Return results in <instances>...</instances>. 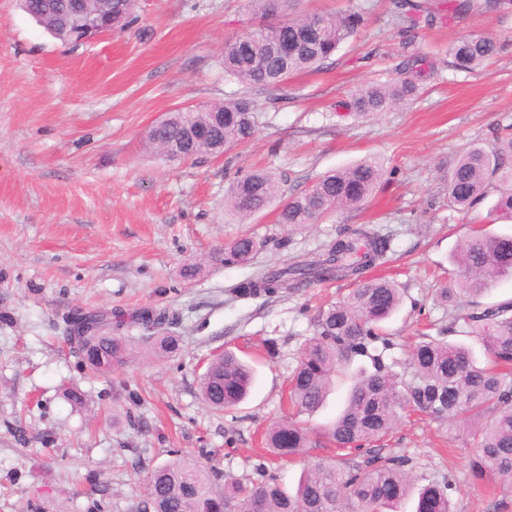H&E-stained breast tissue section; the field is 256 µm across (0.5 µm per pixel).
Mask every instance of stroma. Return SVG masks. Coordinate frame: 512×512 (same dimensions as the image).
Returning a JSON list of instances; mask_svg holds the SVG:
<instances>
[{
	"label": "stroma",
	"instance_id": "1",
	"mask_svg": "<svg viewBox=\"0 0 512 512\" xmlns=\"http://www.w3.org/2000/svg\"><path fill=\"white\" fill-rule=\"evenodd\" d=\"M302 10H363L357 35L316 70L255 88L225 79L224 44L257 25L248 0H138L135 23L71 47L21 7L0 0V512H140L152 470L188 456L219 480L278 477L295 491L307 466L337 456L312 446L271 459L267 428L289 415V379L319 307L354 287L333 280L274 296L233 288L266 268L307 260L363 227L389 244L367 277L402 293L373 343L399 381L421 335L482 346L452 324L436 290L457 272L451 256L474 229L512 234L489 212L497 193L466 211L449 207L445 179L472 146L512 133V8L481 0L460 21L408 31L389 0H302ZM492 35L502 48L482 68L453 64L459 38ZM436 62L408 105L369 118L346 104L358 88L396 77L407 54ZM255 104V137L224 155L169 160L145 144L148 126L175 110L239 97ZM373 156L384 177L361 207L318 223L278 221L290 197L327 171ZM273 171L281 194L246 220L225 217L235 176ZM261 242L247 264L227 266L225 243ZM199 263L195 278L184 267ZM166 312L179 352L156 360L132 318ZM110 316L139 337L133 362L92 374L61 338L64 316ZM234 351L256 368L249 398L209 409L200 376L212 355ZM86 396L72 405L64 390ZM408 458L415 486L451 483L453 512H512V487L479 485L466 431L408 407L380 442Z\"/></svg>",
	"mask_w": 512,
	"mask_h": 512
}]
</instances>
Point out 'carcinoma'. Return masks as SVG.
<instances>
[{"label": "carcinoma", "instance_id": "cac0c4a2", "mask_svg": "<svg viewBox=\"0 0 512 512\" xmlns=\"http://www.w3.org/2000/svg\"><path fill=\"white\" fill-rule=\"evenodd\" d=\"M395 16L416 29L421 23L460 19L473 7L471 0H390ZM299 0H250L254 14L278 13L287 25L254 28L247 39L236 37L224 45V76L253 87L282 85L296 72L328 60L353 37L364 23L359 11L303 13ZM496 39L475 35L453 46L455 67L473 71L497 54ZM426 59L412 54L398 78L360 88L348 104L358 116L390 111L417 93L416 79L425 72ZM202 128L206 138L192 143L188 132ZM256 134L254 106L247 98L222 104L180 109L168 124L150 137L163 154L174 159H194L224 146L250 141ZM383 178L374 157L331 170L300 196L290 199L279 212V223L314 224L341 209L358 208L370 198ZM498 195L492 212L499 219L512 218V137L496 139L490 149L473 147L463 152L448 172V206L461 210L485 198L491 185ZM279 193V182L266 170L237 178L224 198L232 215L249 216L267 207ZM257 249L251 237L224 245V264L248 262ZM387 242L379 235L354 229L339 235L312 260L273 266L261 275L234 287L237 295H272L288 288L346 278L356 288L343 300L321 310L312 336L305 340L299 365L290 380L289 402L293 417L270 427L266 442L278 456L293 457L311 444L310 435L296 418L317 411L336 377L347 373L358 357H371L373 371H359L341 414L318 434L316 443L360 450L368 446L362 462L344 458L321 460L300 478L295 493H288L273 475L259 482H231L217 486L203 466L180 458L155 468L148 481L149 512H398V505L412 489L406 469L408 459L384 455L371 444L392 429L398 409L408 402L418 410L450 422L476 419L469 434L477 451L470 469L483 483H512V303L480 312L477 298L499 282L512 278V235L474 232L453 256L461 272L438 289L440 301L454 305L467 298L474 311L458 314L467 333L478 338L486 354L480 365L470 347L440 339L421 341L411 364L415 381L400 382L369 347L387 343L379 325L399 308L401 296L391 282L364 276L384 260ZM100 322L88 336H75L65 321L63 339L82 358L84 366L98 374L122 366L134 358L123 336L112 335V322ZM153 351L165 357L179 350L175 336H154ZM255 382V370L230 350L213 356L201 376L205 403L215 410L241 403ZM451 484H427L419 489L415 512H451Z\"/></svg>", "mask_w": 512, "mask_h": 512}]
</instances>
